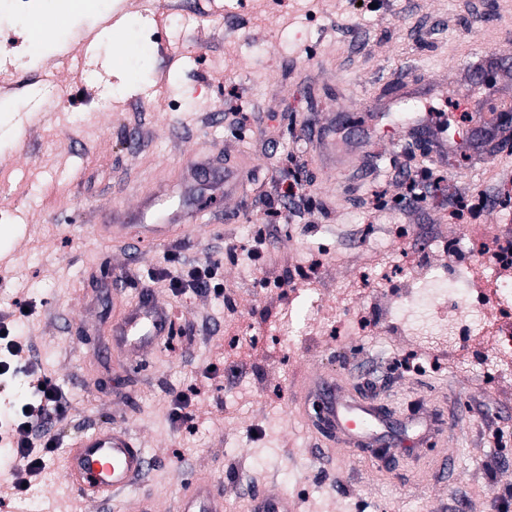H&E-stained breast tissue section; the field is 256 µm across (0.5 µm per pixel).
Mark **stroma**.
Instances as JSON below:
<instances>
[{"mask_svg": "<svg viewBox=\"0 0 512 512\" xmlns=\"http://www.w3.org/2000/svg\"><path fill=\"white\" fill-rule=\"evenodd\" d=\"M124 2L120 65L133 87L121 101L102 46L94 81L62 78L42 112L25 107L0 123V326L29 350L26 368L0 377V421L33 403L32 371L52 376L67 401L49 429L56 448L27 494L11 490L13 452L0 449V512H84L62 484L67 446L106 424L129 427L153 461L129 489V508L147 496L155 512H172L188 482L207 477L224 512H244L251 491L271 486L298 512H512V376L491 384L464 369L455 357L476 340L424 334L412 275L380 276L388 260L447 267V255L423 244L464 233L411 200L413 182L438 176L459 194L496 198L477 221L486 237L512 234V200L501 198L512 185V140L486 170L435 165L411 149L412 119L430 118L458 140L464 128L442 108L410 111L396 88L453 80L456 93L472 94L501 81L512 72V0H280L273 11L266 0H224L231 21L211 17L209 0H184L181 14L147 25L138 0ZM27 10L0 0L11 67L0 93L28 94L40 78L18 23ZM163 41L189 52L165 65ZM488 52L496 68L478 69ZM309 124L343 156L379 164H313ZM197 162L207 165L204 183L223 177L225 164L243 168L245 190L195 195L192 223L167 244L125 253L130 227H103L113 205L180 184ZM291 182L311 208L284 196ZM214 264L217 291L176 296L161 279ZM143 289L167 303L180 332L141 360H110L112 324ZM311 296L323 315L302 318L294 335L268 334ZM302 369L335 372L349 396L442 424L414 451L393 448L382 467L367 448L329 444L292 409ZM192 388L195 424L186 428L171 408ZM446 451L460 465L454 483Z\"/></svg>", "mask_w": 512, "mask_h": 512, "instance_id": "stroma-1", "label": "stroma"}]
</instances>
